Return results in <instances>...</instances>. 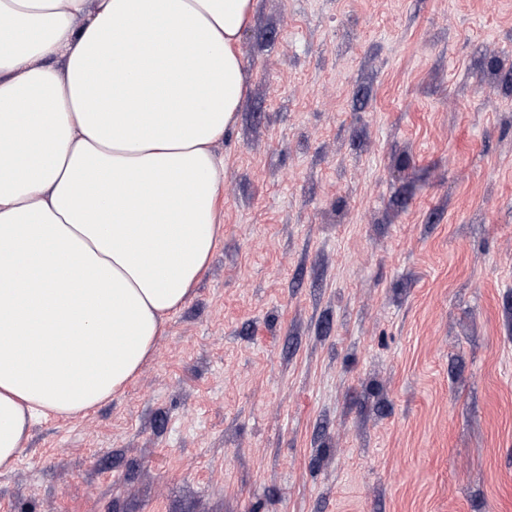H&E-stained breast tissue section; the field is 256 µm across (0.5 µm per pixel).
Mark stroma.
I'll use <instances>...</instances> for the list:
<instances>
[{"label":"stroma","instance_id":"stroma-1","mask_svg":"<svg viewBox=\"0 0 512 512\" xmlns=\"http://www.w3.org/2000/svg\"><path fill=\"white\" fill-rule=\"evenodd\" d=\"M223 236L0 512H512V0H256Z\"/></svg>","mask_w":512,"mask_h":512}]
</instances>
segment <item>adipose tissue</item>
Masks as SVG:
<instances>
[{
    "label": "adipose tissue",
    "mask_w": 512,
    "mask_h": 512,
    "mask_svg": "<svg viewBox=\"0 0 512 512\" xmlns=\"http://www.w3.org/2000/svg\"><path fill=\"white\" fill-rule=\"evenodd\" d=\"M255 0H0V470L122 391L222 235Z\"/></svg>",
    "instance_id": "1"
}]
</instances>
